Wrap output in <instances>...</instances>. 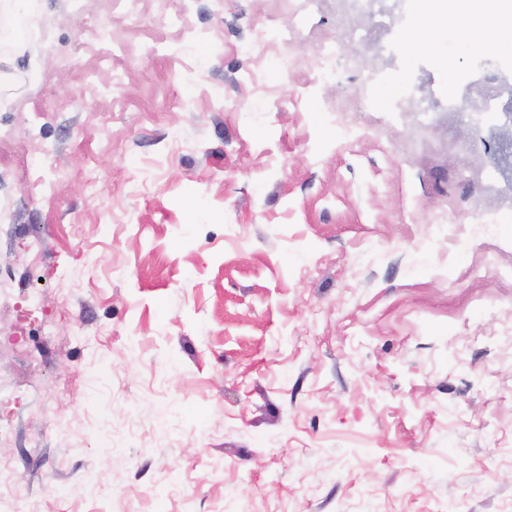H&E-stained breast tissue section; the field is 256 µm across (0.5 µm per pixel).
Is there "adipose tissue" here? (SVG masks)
Returning <instances> with one entry per match:
<instances>
[{
  "mask_svg": "<svg viewBox=\"0 0 512 512\" xmlns=\"http://www.w3.org/2000/svg\"><path fill=\"white\" fill-rule=\"evenodd\" d=\"M476 19L490 23L489 39L470 35L469 24ZM409 39L413 48L433 53L463 44L473 51L512 55V0H416Z\"/></svg>",
  "mask_w": 512,
  "mask_h": 512,
  "instance_id": "obj_1",
  "label": "adipose tissue"
}]
</instances>
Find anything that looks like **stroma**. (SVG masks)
Listing matches in <instances>:
<instances>
[{
	"label": "stroma",
	"instance_id": "stroma-1",
	"mask_svg": "<svg viewBox=\"0 0 512 512\" xmlns=\"http://www.w3.org/2000/svg\"><path fill=\"white\" fill-rule=\"evenodd\" d=\"M414 9L192 0V42L149 2L144 38L124 0H29L0 46V475L40 512H512V212L448 108L495 89L411 50ZM410 88L424 122L330 109ZM386 1L389 0H336V4L342 14L372 12L379 15L382 25H391L396 18L385 8L384 2ZM255 41L261 48L283 44L288 41V30L281 29L273 23L265 24L255 31ZM317 56L324 70H336V67L351 70L357 66L352 58L344 54L340 48L336 46L324 44L319 46Z\"/></svg>",
	"mask_w": 512,
	"mask_h": 512
}]
</instances>
